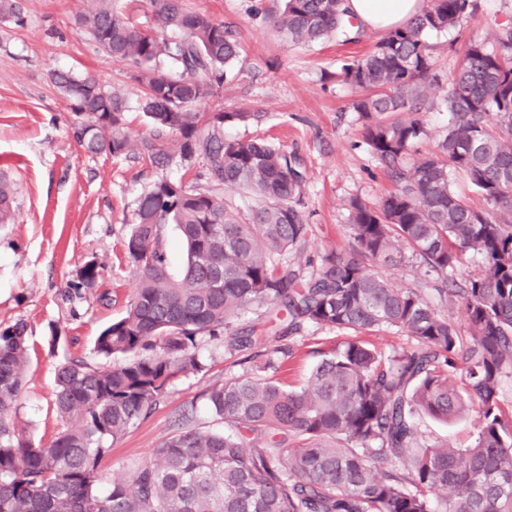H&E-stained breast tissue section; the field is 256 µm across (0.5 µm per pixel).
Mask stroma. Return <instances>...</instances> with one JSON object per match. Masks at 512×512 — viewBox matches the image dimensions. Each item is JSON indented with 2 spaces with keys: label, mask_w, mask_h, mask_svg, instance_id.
Wrapping results in <instances>:
<instances>
[{
  "label": "stroma",
  "mask_w": 512,
  "mask_h": 512,
  "mask_svg": "<svg viewBox=\"0 0 512 512\" xmlns=\"http://www.w3.org/2000/svg\"><path fill=\"white\" fill-rule=\"evenodd\" d=\"M18 2L23 24L0 22V178L12 189V218L0 224V329L18 321L27 326L31 357L11 418L25 438L37 442L50 440L61 427L54 410L57 369L73 359L101 367L108 363L94 345L101 329L125 313L132 296L134 269L124 244L141 192L163 175L194 181L204 191L210 184L177 161L161 170L134 158L85 153L72 136L70 110L53 73L95 77L132 101L140 88L127 65L103 54L76 27L80 0ZM186 2L236 29L243 48L233 78L214 99L200 103V111L250 113L247 122L225 124V139L258 137L281 144L307 173L300 209L311 232L293 253V262L317 263L325 253L346 248L350 200L376 202L393 184L364 148L362 121L350 107L351 90L335 73L344 61L367 54L380 32L365 29L354 41L293 46L272 26L270 13L280 0H264L262 15L251 11L255 0ZM474 3L472 16L457 27L426 37L440 81L424 90L431 106L420 114L429 133L418 145L420 152L434 150L448 124L440 103L464 45L489 38L496 24L512 19V0ZM89 263L100 271L95 292L68 299L70 282ZM372 270L434 300L435 278L416 262L376 264ZM244 328L252 332L250 349L230 352L222 342H204V370L179 377L156 410L113 446L102 462L105 476L128 477L176 429L183 411H190L196 425L214 426L204 397L214 382L249 372L274 349L287 347L291 354L283 359V378L302 386L317 350L351 336L345 329L313 324L292 334L286 315L256 305L229 326L233 332ZM55 330L60 340L53 345L49 339ZM477 419L472 410L447 423L421 414L416 422L427 443L464 448L476 436Z\"/></svg>",
  "instance_id": "obj_1"
}]
</instances>
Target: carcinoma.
Masks as SVG:
<instances>
[{
	"mask_svg": "<svg viewBox=\"0 0 512 512\" xmlns=\"http://www.w3.org/2000/svg\"><path fill=\"white\" fill-rule=\"evenodd\" d=\"M347 0H282L273 26L309 46L353 27ZM143 21L116 0H82L76 23L112 59L129 64L143 92L135 103L92 77L56 72L74 139L89 154L130 156L164 168L202 164L215 186L253 194L242 210L214 191L160 178L138 197L126 253L138 271L124 316L105 327L95 350L127 360L110 368L75 359L56 373L54 408L63 429L32 442L10 422L29 362L26 326L0 329V512H512V414L499 391L512 376V21L491 46L472 40L443 98L448 125L436 149L414 150L428 132L416 116L422 91L438 80L425 35L472 13V0H429L408 24L346 62L362 142L394 183L375 203H349L352 243L310 272L288 261L309 236L298 208L306 171L299 158L260 139L224 140L226 122L246 112H200L214 98L242 46L235 33L185 0H149ZM0 21L22 24L16 0H0ZM151 131L137 139L126 113ZM465 178L491 207L478 209L451 188ZM176 225L186 248L173 278L162 231ZM480 275L452 274L465 252ZM411 257L441 278L440 299L457 302L462 323L418 292L397 288L369 264ZM83 267L70 295L98 286ZM253 305L305 324L368 333L396 328L415 341L383 354L355 337L328 351L306 383L285 386L279 360L218 381L206 392L211 415L229 430L187 419L152 449L129 480L100 489V462L147 417L179 376L200 372L207 338L242 351L251 336L228 333ZM477 408L466 448L424 445L413 421H448Z\"/></svg>",
	"mask_w": 512,
	"mask_h": 512,
	"instance_id": "1",
	"label": "carcinoma"
}]
</instances>
